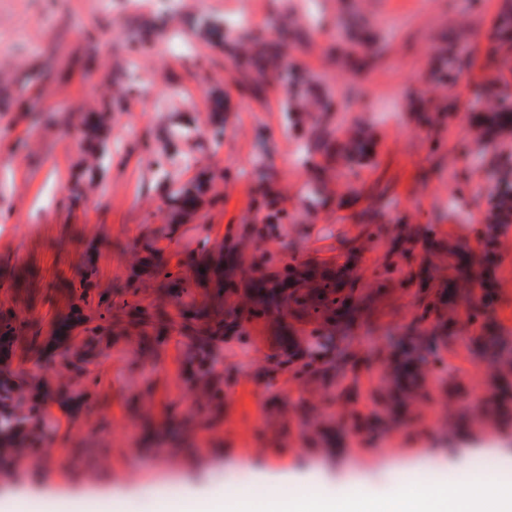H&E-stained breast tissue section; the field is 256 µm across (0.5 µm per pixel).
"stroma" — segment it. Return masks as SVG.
Masks as SVG:
<instances>
[{"mask_svg": "<svg viewBox=\"0 0 512 512\" xmlns=\"http://www.w3.org/2000/svg\"><path fill=\"white\" fill-rule=\"evenodd\" d=\"M503 0H0V301L8 300L35 349L17 353L43 371L39 350L53 319L69 310L68 285L95 256L87 313L123 302L150 303L153 288L131 292L129 251L153 243L156 259L192 277V265L247 243L266 262L324 264L355 283L362 315L331 328L327 360L354 353L372 365L359 380L337 370L332 389L279 367L285 347H310L320 325L254 319L245 339L228 333L224 414L199 424L182 378L186 351L172 330L158 358L144 359L116 337L87 366L88 396L77 417L51 407L43 451L0 464V512H81L95 495L101 512H139L144 488L176 499L184 477L224 474V496L247 480L244 463L272 456L316 460L314 480L371 482L381 465L416 482L445 481L444 455L457 469L512 481V433L491 425L465 432L487 395L491 367L475 354L465 304L452 322L422 317L408 278L438 291L458 260L478 261L477 229L503 182H512V134L483 155V113L472 92L512 85V52L489 59L488 36ZM303 31L289 55L331 112L294 118L279 69L262 92L244 87L231 44ZM466 47L457 83H438L436 53ZM358 46L372 65L346 71L337 46ZM415 96L416 109L393 112ZM371 133L369 162L338 165L336 141ZM192 208L170 203L179 189ZM277 217L275 228L262 223ZM495 267L498 335L512 340V227ZM410 336H436L427 366L433 402L371 439L341 429L336 394L358 384L364 412L386 380L377 356ZM461 383L462 397L446 395ZM311 406L309 423L293 412ZM334 432L333 446L310 438ZM110 471L121 490L97 484Z\"/></svg>", "mask_w": 512, "mask_h": 512, "instance_id": "1", "label": "stroma"}]
</instances>
